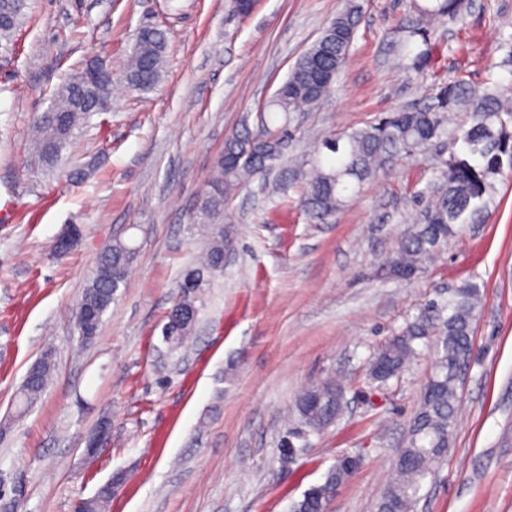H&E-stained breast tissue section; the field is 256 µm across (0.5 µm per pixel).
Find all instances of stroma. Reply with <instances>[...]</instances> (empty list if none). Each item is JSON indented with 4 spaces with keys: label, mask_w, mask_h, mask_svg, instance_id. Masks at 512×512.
I'll use <instances>...</instances> for the list:
<instances>
[{
    "label": "stroma",
    "mask_w": 512,
    "mask_h": 512,
    "mask_svg": "<svg viewBox=\"0 0 512 512\" xmlns=\"http://www.w3.org/2000/svg\"><path fill=\"white\" fill-rule=\"evenodd\" d=\"M357 2L349 60L320 105L297 115L286 159L426 106L427 86H479L491 73L512 85V0H474L461 20L429 26L435 49L421 74L399 55L417 24L409 0ZM347 3L256 0L242 17L227 0H29L0 47V421L47 348L53 372L31 411L0 430V512H71L117 472L107 512H290L343 455L359 463L327 512H375L433 356L423 351L383 385L370 381L369 359L428 300L469 280L483 293L472 364L448 454L416 512H512V171L495 177L477 223L398 280L382 262L416 221L449 143L400 156L324 222L302 211L296 190L267 194L282 173L272 169L227 205L235 251L205 291L192 339L165 352L172 293L203 245L196 203L225 140L253 126ZM145 23L166 31L168 48L160 82L139 93L119 74ZM91 58L114 73L111 111L76 130L55 170L31 167L33 123ZM68 224L81 237L59 259L52 247ZM116 237L136 254L84 344L74 310ZM336 374L342 415L287 458L283 439L305 430L298 393ZM104 421L108 440L88 456Z\"/></svg>",
    "instance_id": "35a3bbf8"
}]
</instances>
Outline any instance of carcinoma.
I'll use <instances>...</instances> for the list:
<instances>
[{
	"label": "carcinoma",
	"instance_id": "cac0c4a2",
	"mask_svg": "<svg viewBox=\"0 0 512 512\" xmlns=\"http://www.w3.org/2000/svg\"><path fill=\"white\" fill-rule=\"evenodd\" d=\"M410 9L421 26L410 30L402 51L414 69L427 67L431 48L427 26L447 17L460 18L465 0H410ZM28 0H0V41L10 43ZM360 6L350 0L346 9L324 28L321 36L296 60L269 103L260 109L253 129L236 133L225 141L207 194L199 200L194 223L207 237L198 262L189 267L177 285L167 315L169 333L163 341L171 351L181 348L195 327L203 291L212 278L223 273L224 252L232 247L236 228L224 222V204L264 173L282 156L281 143L291 137L290 123L297 112L310 111L332 90L345 67L359 21ZM421 41H416L415 37ZM167 50L165 31L156 27L128 55L123 73L137 90L154 88L161 80ZM94 80L68 77L56 93L51 111L35 125L34 161L53 169L76 129L94 111ZM425 109L392 112L363 127L333 134L322 140L321 150L302 160L293 170L300 184L299 201L313 219L336 214L361 185L384 169L389 159L406 154L434 140L449 137L462 154L452 151L440 161L438 186L426 200L420 226L405 233L398 249L383 261L387 271L409 278L422 262L458 228L487 210L493 190L492 178L503 168L512 169V105L498 84L479 90L456 78L444 83L431 96ZM135 247L115 240L100 253L98 265L109 278L92 276L75 309L77 330L95 336L125 282ZM482 299L477 284L469 282L432 299L413 321L374 353L369 377L387 381L419 354L418 344L435 343L434 367L420 393L408 436L395 468L376 505V512H414L424 480L433 475L448 453L455 424L458 374L472 359L471 327ZM52 370V352L33 364L17 400L22 414L45 390ZM344 386L334 378L306 387L296 400V409L308 432L319 433L335 422L342 411ZM350 460L343 456L327 473L325 481L304 493L292 512H324L328 493L349 474ZM112 492L85 500L84 512H105Z\"/></svg>",
	"mask_w": 512,
	"mask_h": 512
}]
</instances>
